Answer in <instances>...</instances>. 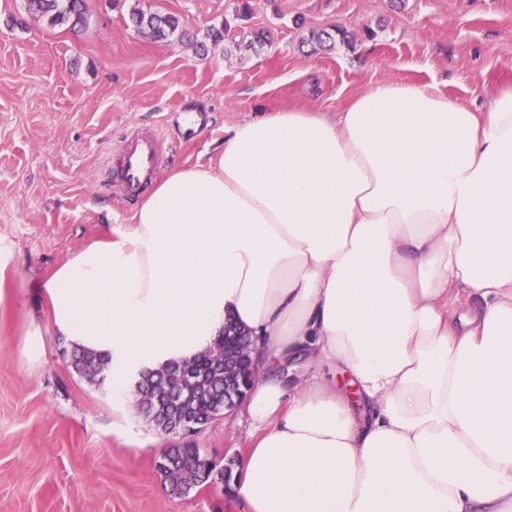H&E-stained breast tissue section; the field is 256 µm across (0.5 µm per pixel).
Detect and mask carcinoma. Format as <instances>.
<instances>
[{
	"instance_id": "1",
	"label": "carcinoma",
	"mask_w": 512,
	"mask_h": 512,
	"mask_svg": "<svg viewBox=\"0 0 512 512\" xmlns=\"http://www.w3.org/2000/svg\"><path fill=\"white\" fill-rule=\"evenodd\" d=\"M28 13L43 19L51 26L66 25L76 29L85 23L84 0H25ZM134 25L154 39L165 40L179 29V20L171 14L145 13L139 9L131 13ZM218 347H213L183 364L173 363L149 372L140 379L139 412L156 429L170 434L184 420L193 421L203 429L215 417L214 410L224 404V376L210 373L211 360ZM70 366L90 384L102 387L106 383L109 359L74 344L63 349ZM193 371L201 382L191 394L179 402L173 394L180 389L183 376ZM168 465L159 468L169 491L177 496L200 484H222L231 480L234 460L219 466L197 447L195 441L184 440L164 452Z\"/></svg>"
}]
</instances>
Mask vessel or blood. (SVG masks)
<instances>
[{
  "label": "vessel or blood",
  "mask_w": 512,
  "mask_h": 512,
  "mask_svg": "<svg viewBox=\"0 0 512 512\" xmlns=\"http://www.w3.org/2000/svg\"><path fill=\"white\" fill-rule=\"evenodd\" d=\"M158 141V131L150 126L123 137L114 176L128 200L138 198L152 181L158 167Z\"/></svg>",
  "instance_id": "1"
}]
</instances>
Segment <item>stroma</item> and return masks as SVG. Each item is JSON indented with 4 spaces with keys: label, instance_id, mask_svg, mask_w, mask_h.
Masks as SVG:
<instances>
[{
    "label": "stroma",
    "instance_id": "obj_1",
    "mask_svg": "<svg viewBox=\"0 0 512 512\" xmlns=\"http://www.w3.org/2000/svg\"><path fill=\"white\" fill-rule=\"evenodd\" d=\"M86 0L77 30L0 0V512H246L222 486L171 495L156 463L178 443L62 353L43 279L73 252L128 223L137 204L106 168L126 131L157 127V176L207 164L225 128L288 106L329 114L382 81L439 83L484 108L512 81V0ZM172 14L190 39L153 40L132 10ZM224 27L213 42L210 27ZM269 40L252 44L254 31ZM326 30L327 48L309 44ZM43 353L25 352L26 331ZM254 441L232 412L197 436L217 464Z\"/></svg>",
    "mask_w": 512,
    "mask_h": 512
}]
</instances>
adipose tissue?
I'll return each instance as SVG.
<instances>
[{"label":"adipose tissue","instance_id":"ef3b65f1","mask_svg":"<svg viewBox=\"0 0 512 512\" xmlns=\"http://www.w3.org/2000/svg\"><path fill=\"white\" fill-rule=\"evenodd\" d=\"M55 327L141 374L245 331L248 512H512V85L384 81L277 109L153 182L44 280ZM356 395L296 380L304 359Z\"/></svg>","mask_w":512,"mask_h":512}]
</instances>
